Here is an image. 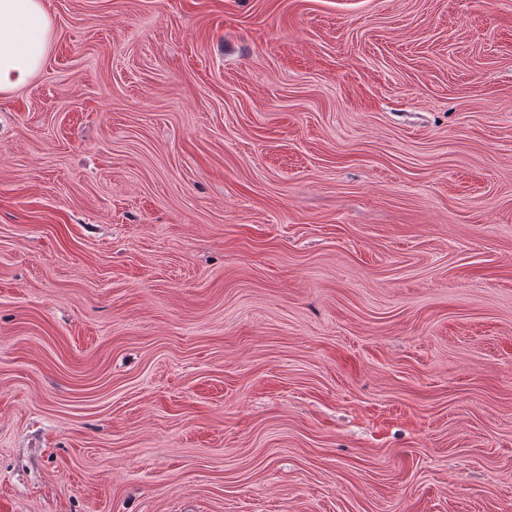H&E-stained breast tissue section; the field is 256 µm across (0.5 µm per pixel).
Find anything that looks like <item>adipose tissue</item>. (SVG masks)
Listing matches in <instances>:
<instances>
[{"label":"adipose tissue","instance_id":"adipose-tissue-1","mask_svg":"<svg viewBox=\"0 0 512 512\" xmlns=\"http://www.w3.org/2000/svg\"><path fill=\"white\" fill-rule=\"evenodd\" d=\"M52 37L42 0H0V92L28 86Z\"/></svg>","mask_w":512,"mask_h":512}]
</instances>
